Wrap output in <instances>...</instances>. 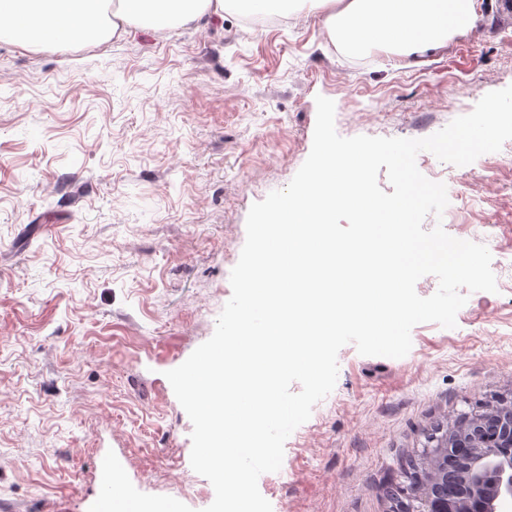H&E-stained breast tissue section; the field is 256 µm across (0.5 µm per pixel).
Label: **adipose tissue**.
I'll return each instance as SVG.
<instances>
[{
	"mask_svg": "<svg viewBox=\"0 0 512 512\" xmlns=\"http://www.w3.org/2000/svg\"><path fill=\"white\" fill-rule=\"evenodd\" d=\"M257 6L259 0H0L11 24L0 30L21 45L58 38L106 41L127 26L151 29L184 26L223 15L229 2ZM325 27L344 51L383 50L406 64L445 48L456 36L473 32L480 16L474 0H313Z\"/></svg>",
	"mask_w": 512,
	"mask_h": 512,
	"instance_id": "1",
	"label": "adipose tissue"
}]
</instances>
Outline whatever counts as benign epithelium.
I'll return each mask as SVG.
<instances>
[{"mask_svg": "<svg viewBox=\"0 0 512 512\" xmlns=\"http://www.w3.org/2000/svg\"><path fill=\"white\" fill-rule=\"evenodd\" d=\"M493 437L486 447L461 443L466 477L465 512H512V416L491 421ZM459 504L442 495L421 501L417 512H458Z\"/></svg>", "mask_w": 512, "mask_h": 512, "instance_id": "benign-epithelium-1", "label": "benign epithelium"}]
</instances>
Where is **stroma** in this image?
Instances as JSON below:
<instances>
[{
	"instance_id": "obj_1",
	"label": "stroma",
	"mask_w": 512,
	"mask_h": 512,
	"mask_svg": "<svg viewBox=\"0 0 512 512\" xmlns=\"http://www.w3.org/2000/svg\"><path fill=\"white\" fill-rule=\"evenodd\" d=\"M471 34L408 66L358 58L319 12L252 28L239 13L108 41L0 40V512H98L117 465L126 512H203L192 423L165 373L208 340L232 289L250 207L307 159L316 98L340 136L425 138L512 85V15L479 0ZM447 183L442 225L487 246L497 292L402 358L338 353L334 390L262 474L272 512H393L388 483L431 428L512 397V164L489 182L423 151Z\"/></svg>"
}]
</instances>
